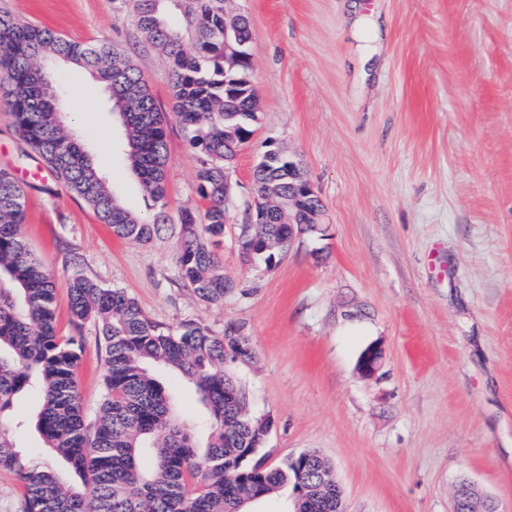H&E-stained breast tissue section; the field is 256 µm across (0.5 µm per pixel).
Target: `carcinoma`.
<instances>
[{
  "label": "carcinoma",
  "mask_w": 512,
  "mask_h": 512,
  "mask_svg": "<svg viewBox=\"0 0 512 512\" xmlns=\"http://www.w3.org/2000/svg\"><path fill=\"white\" fill-rule=\"evenodd\" d=\"M131 18L144 47L166 56L173 110L197 156L203 213L179 216L181 279L203 301L221 302L236 283L224 273L216 246L229 210L224 166L261 120L244 86L248 62L224 68V42L249 41L244 16L224 29V0H132ZM59 63L88 72L107 92L118 115L122 154L144 194L156 204L143 216L107 188L93 160L67 128L68 108L44 85ZM0 80L8 86L15 126L55 178L122 239L150 242L169 223L165 211L167 116L159 111L138 67L109 42L84 43L0 14ZM257 197L267 190L278 206L265 224L245 225L256 242L252 261L270 269L288 252V233L324 235L322 225L288 224V160L273 154L253 171ZM24 188L0 170V471L15 476L22 512H234L240 497L289 494L288 461L258 469L245 460L257 443L259 420L243 412L244 388L226 360L250 363L249 338L186 321L176 330L152 322L134 298L105 288L78 269L68 280L73 334L57 335L56 285L23 233ZM93 323L102 341L106 374L93 417L83 409L75 380L82 333ZM152 365L178 372L194 387L211 427L197 434L185 422ZM39 399L35 427L45 447L67 462L81 483H63L45 461H25L17 450L26 420L18 399ZM150 451L151 462L142 455ZM309 492L299 512H325L317 465L304 473Z\"/></svg>",
  "instance_id": "cac0c4a2"
}]
</instances>
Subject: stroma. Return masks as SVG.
<instances>
[{
    "mask_svg": "<svg viewBox=\"0 0 512 512\" xmlns=\"http://www.w3.org/2000/svg\"><path fill=\"white\" fill-rule=\"evenodd\" d=\"M237 0L253 31L262 119L231 171L234 204L218 251L238 291L200 300L176 262L181 211L203 210L197 160L171 114L169 65L144 48L129 0H0V14L62 37L108 41L141 70L169 115L166 212L151 242L116 237L19 136L0 91V170L25 189L23 233L53 274L59 335H71L72 261L126 290L155 323L240 327L256 352L234 367L254 417H272L270 463L308 449L335 466L347 512H451L456 486L512 512V0ZM80 109L74 130L113 194L152 202L121 158L103 89L56 74ZM304 165L326 235H306L272 269L245 264L236 235L267 142ZM76 371L86 413L104 356L94 325ZM381 344L371 376L361 352ZM197 430L191 386L153 370Z\"/></svg>",
    "mask_w": 512,
    "mask_h": 512,
    "instance_id": "obj_1",
    "label": "stroma"
}]
</instances>
